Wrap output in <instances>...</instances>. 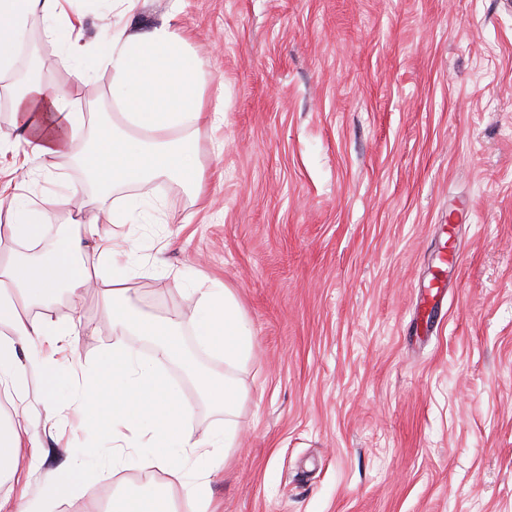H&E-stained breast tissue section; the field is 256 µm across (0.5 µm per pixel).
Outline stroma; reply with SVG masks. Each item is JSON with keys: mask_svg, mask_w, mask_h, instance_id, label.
<instances>
[{"mask_svg": "<svg viewBox=\"0 0 512 512\" xmlns=\"http://www.w3.org/2000/svg\"><path fill=\"white\" fill-rule=\"evenodd\" d=\"M175 28L202 61L205 103L225 119L195 138L202 193L160 183L151 205L125 185L100 196L82 168L50 176L0 161V180L41 200L79 185L90 209L130 201L104 225L145 264L139 308L181 323L206 373L244 393L237 439L208 491L219 512H512V0H74L83 40L106 29ZM33 16L0 73V134L14 136V79L29 52L72 111L116 115L112 73L76 83L64 35ZM461 246L441 268L444 242ZM438 280L436 298L423 282ZM231 288L251 333L229 369L193 334L196 287ZM86 331L58 357L54 407L23 351V399L43 450L0 481L46 512H95L102 490L163 485L181 512L184 479L130 461L92 492L55 499L48 476L74 457L101 468L111 426L89 429L84 379L117 337L98 292L62 295L35 315ZM192 409L195 435L224 412L162 366Z\"/></svg>", "mask_w": 512, "mask_h": 512, "instance_id": "1", "label": "stroma"}]
</instances>
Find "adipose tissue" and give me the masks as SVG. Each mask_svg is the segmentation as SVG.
<instances>
[{"label":"adipose tissue","mask_w":512,"mask_h":512,"mask_svg":"<svg viewBox=\"0 0 512 512\" xmlns=\"http://www.w3.org/2000/svg\"><path fill=\"white\" fill-rule=\"evenodd\" d=\"M58 2L0 0V72L13 67L33 14H41L47 36H56L63 25L75 34L81 32V18L62 14ZM90 53L111 69L112 99L130 132L118 134L110 121L93 117L88 122L94 132L92 144L75 154L74 143L87 122L70 110L65 97L33 81L13 98L14 124L27 146L15 165L34 169L43 161L74 155L105 192L119 183L133 184L147 196L154 184L174 176L195 183L194 151L178 144L175 134L215 125L224 107L205 105L201 61L188 52L186 39L165 21L146 31H114ZM1 202L7 203L10 220L0 224V239L43 241L47 247L35 258L19 252L0 258V392L18 394L24 389L19 349L72 346L82 325L79 309H72L68 322L55 323L33 316V307L49 305L64 293L101 288L103 268H112L116 286L101 288L102 301L112 314L113 332L124 341L103 351L96 375L86 380L81 406L94 419L111 422L113 468L124 467L128 449L137 448L164 472H179L197 454L208 456L212 470H220L234 443L233 416L242 398L232 374L203 379L205 395L224 411V428L194 437L190 407L158 364L179 361L190 372L195 366L183 354L175 324L149 320L132 306L124 284L140 270L135 257L99 248L101 231L94 218L79 221L77 231L65 237L51 236L52 199L37 203L12 198L7 186L0 184ZM197 294L192 325L199 343L228 366L245 358L251 337L233 292L201 287ZM144 337L153 344V358L139 356L136 342Z\"/></svg>","instance_id":"1"}]
</instances>
